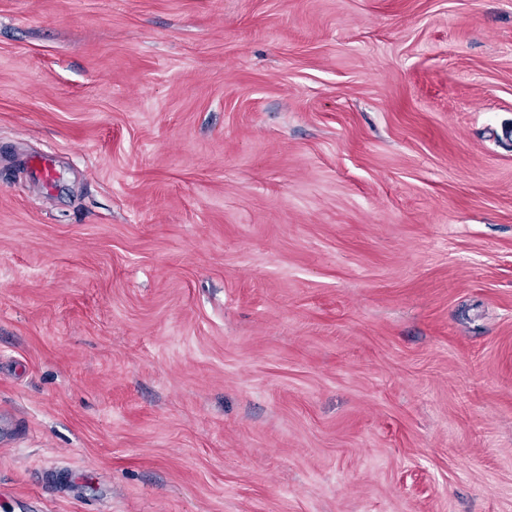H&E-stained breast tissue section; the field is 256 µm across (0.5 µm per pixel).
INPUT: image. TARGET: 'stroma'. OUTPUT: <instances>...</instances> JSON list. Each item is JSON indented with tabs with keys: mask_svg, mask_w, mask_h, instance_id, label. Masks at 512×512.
I'll list each match as a JSON object with an SVG mask.
<instances>
[{
	"mask_svg": "<svg viewBox=\"0 0 512 512\" xmlns=\"http://www.w3.org/2000/svg\"><path fill=\"white\" fill-rule=\"evenodd\" d=\"M512 512V0H0V512Z\"/></svg>",
	"mask_w": 512,
	"mask_h": 512,
	"instance_id": "stroma-1",
	"label": "stroma"
}]
</instances>
